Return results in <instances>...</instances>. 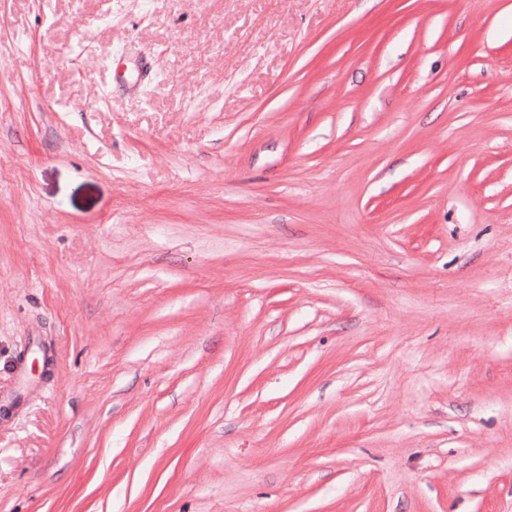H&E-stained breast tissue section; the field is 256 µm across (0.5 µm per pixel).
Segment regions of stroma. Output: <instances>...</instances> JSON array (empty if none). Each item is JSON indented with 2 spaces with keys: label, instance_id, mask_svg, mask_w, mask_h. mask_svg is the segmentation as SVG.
<instances>
[{
  "label": "stroma",
  "instance_id": "1",
  "mask_svg": "<svg viewBox=\"0 0 512 512\" xmlns=\"http://www.w3.org/2000/svg\"><path fill=\"white\" fill-rule=\"evenodd\" d=\"M0 512H512V0H0Z\"/></svg>",
  "mask_w": 512,
  "mask_h": 512
}]
</instances>
